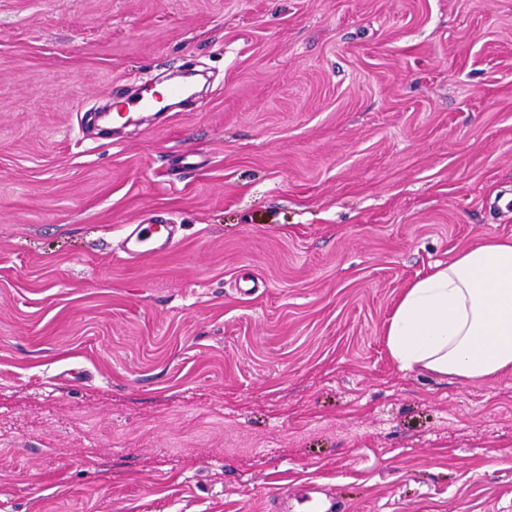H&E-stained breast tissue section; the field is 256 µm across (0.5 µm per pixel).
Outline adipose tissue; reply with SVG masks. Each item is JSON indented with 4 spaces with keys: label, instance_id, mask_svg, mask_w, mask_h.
Returning a JSON list of instances; mask_svg holds the SVG:
<instances>
[{
    "label": "adipose tissue",
    "instance_id": "ef3b65f1",
    "mask_svg": "<svg viewBox=\"0 0 512 512\" xmlns=\"http://www.w3.org/2000/svg\"><path fill=\"white\" fill-rule=\"evenodd\" d=\"M385 336L403 370L474 381L512 372V238L435 263L405 288Z\"/></svg>",
    "mask_w": 512,
    "mask_h": 512
}]
</instances>
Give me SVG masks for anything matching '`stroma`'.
I'll return each instance as SVG.
<instances>
[{"mask_svg":"<svg viewBox=\"0 0 512 512\" xmlns=\"http://www.w3.org/2000/svg\"><path fill=\"white\" fill-rule=\"evenodd\" d=\"M134 224L179 242L128 260ZM491 235L512 0H0V512H512V373L385 338Z\"/></svg>","mask_w":512,"mask_h":512,"instance_id":"1","label":"stroma"}]
</instances>
